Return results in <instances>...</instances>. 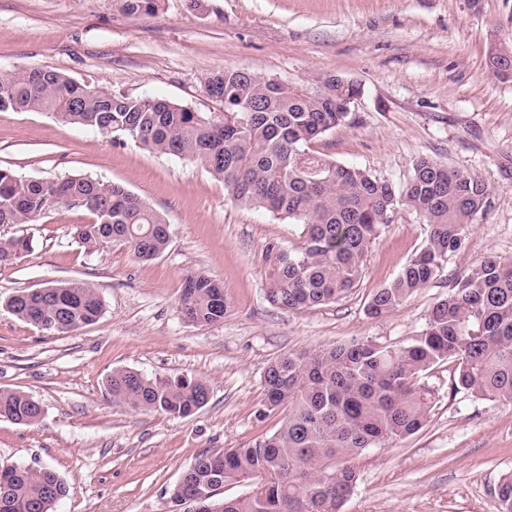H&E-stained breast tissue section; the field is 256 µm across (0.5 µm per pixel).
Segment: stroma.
<instances>
[{"label":"stroma","instance_id":"obj_1","mask_svg":"<svg viewBox=\"0 0 512 512\" xmlns=\"http://www.w3.org/2000/svg\"><path fill=\"white\" fill-rule=\"evenodd\" d=\"M512 46V0H161L128 15L115 0H0V72L39 68L132 98H163L223 114L204 77L239 68L281 82L337 75L361 94L345 122L313 145L337 163L401 184L426 157L489 188L462 249L426 288L378 317L367 302L421 247L427 226L399 208L368 249L360 282L335 303L282 310L265 298L263 251L291 247L300 227L232 204L195 163L118 142L44 112H0V167L26 178L90 176L123 186L171 226L167 250L142 262L128 246L83 247V208L54 204L32 224L0 226L30 238L0 268V389L39 401L42 421L0 418V464L49 467L70 493L57 512H169L166 495L201 452L254 444L266 367L284 354L357 341L405 344L457 277L489 256L512 259V81L488 57ZM224 287L222 322L180 313L188 275ZM86 282L105 308L94 323L56 335L5 307L20 289ZM187 375L210 389L187 418L135 411L112 398V370ZM444 364L427 376L439 397L425 425L361 452L339 512H497L494 490L512 473V404L452 386Z\"/></svg>","mask_w":512,"mask_h":512}]
</instances>
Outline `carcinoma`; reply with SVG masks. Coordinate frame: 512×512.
Listing matches in <instances>:
<instances>
[{
    "label": "carcinoma",
    "mask_w": 512,
    "mask_h": 512,
    "mask_svg": "<svg viewBox=\"0 0 512 512\" xmlns=\"http://www.w3.org/2000/svg\"><path fill=\"white\" fill-rule=\"evenodd\" d=\"M158 2L116 0L126 14L152 13ZM489 63L495 77L512 80V48L493 50ZM204 88L224 103L222 119L164 99L107 93L56 71L21 69L0 72V112H47L187 159L223 181L231 203L302 226V246L265 248L266 299L285 310L332 303L355 287L369 246L406 206L423 218L426 241L390 284L373 292L367 312L379 317L399 307L460 251L474 216L486 207L488 187L478 176L425 157L397 185L313 150L316 139L346 122L344 109L359 94L340 77L283 83L226 68L205 77ZM60 202L93 215L76 227L82 244L127 245L147 262L170 243L166 219L120 185L87 176L26 179L0 168L1 225L29 224ZM30 247L25 237L0 240V267ZM179 303L196 326L221 322L227 312L223 286L204 274L186 278ZM6 305L47 335L91 324L104 309L96 290L79 282L22 290ZM441 363L455 364V389L512 403V259L489 257L472 268L406 345L361 341L271 362L259 417H280L277 429L252 446L198 454L168 490L170 503L191 502L198 512H339L357 483L355 457L425 425L437 397L426 374ZM109 390L134 410L173 418L195 414L210 398L201 379L128 369L112 372ZM42 415L32 397L0 390V417L33 426ZM230 485L246 492L226 497ZM68 492L51 468L0 464V512H55ZM495 496L498 512H512V473L500 479Z\"/></svg>",
    "instance_id": "1"
}]
</instances>
